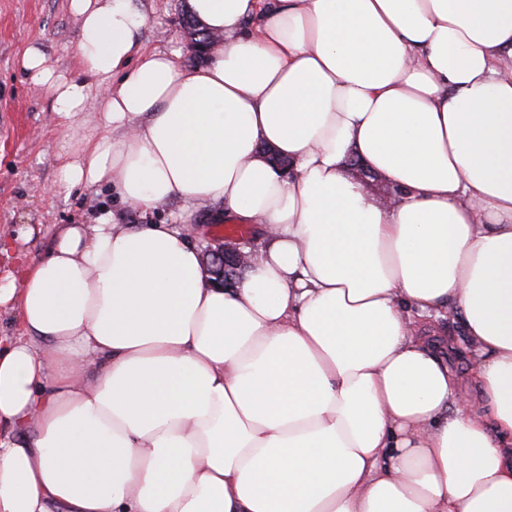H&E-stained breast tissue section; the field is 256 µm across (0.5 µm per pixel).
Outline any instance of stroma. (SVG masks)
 <instances>
[{
  "label": "stroma",
  "mask_w": 512,
  "mask_h": 512,
  "mask_svg": "<svg viewBox=\"0 0 512 512\" xmlns=\"http://www.w3.org/2000/svg\"><path fill=\"white\" fill-rule=\"evenodd\" d=\"M149 16L144 38L149 49L180 51V63L197 66L184 29L187 0H141ZM79 23L70 0H0V285L21 263L48 250L57 230L66 224H91L101 215H115L122 223L139 224L138 210L111 197L104 188L57 186L63 164L77 148V137L101 134L96 100H89L72 126L76 137H63L65 121L53 110L46 88L37 87L21 68L25 50L40 46L57 73L81 76L77 52ZM159 223L182 227L194 222L199 247L223 236L224 225L210 219L192 220L177 201L153 213Z\"/></svg>",
  "instance_id": "35a3bbf8"
}]
</instances>
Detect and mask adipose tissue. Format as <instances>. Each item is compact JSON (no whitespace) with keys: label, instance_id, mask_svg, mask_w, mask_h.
<instances>
[{"label":"adipose tissue","instance_id":"adipose-tissue-1","mask_svg":"<svg viewBox=\"0 0 512 512\" xmlns=\"http://www.w3.org/2000/svg\"><path fill=\"white\" fill-rule=\"evenodd\" d=\"M71 2L83 77L22 59L62 118L99 98L60 185L261 240L224 288L102 217L0 287V512H512V0H188L198 67ZM443 332L452 339L457 348L458 354L454 357L455 366L459 369L461 367L464 368L467 364L468 356L465 350L467 336H465L463 323L458 318L448 321V326H446Z\"/></svg>","mask_w":512,"mask_h":512}]
</instances>
